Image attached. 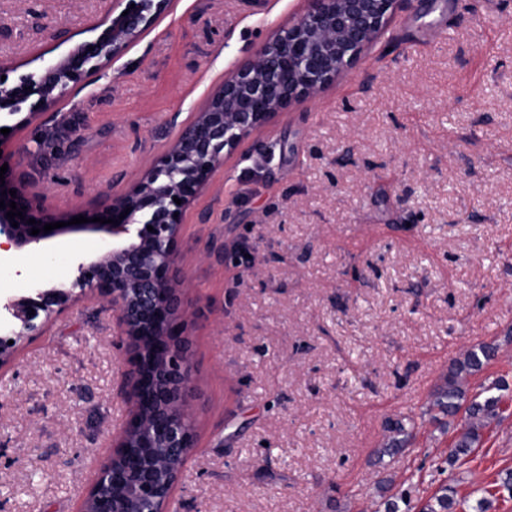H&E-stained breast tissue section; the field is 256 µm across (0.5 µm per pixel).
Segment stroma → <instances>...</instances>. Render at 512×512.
Here are the masks:
<instances>
[{"label":"stroma","instance_id":"1","mask_svg":"<svg viewBox=\"0 0 512 512\" xmlns=\"http://www.w3.org/2000/svg\"><path fill=\"white\" fill-rule=\"evenodd\" d=\"M141 0H0V74L40 71ZM308 0H173L81 91L14 134L22 170L79 214L137 179L234 66ZM196 446L169 512H384L412 480L456 512H512V401L452 465L464 421L424 416L471 345L501 350L471 381L512 384V0H406L389 33L315 96L226 157L182 215ZM72 234L16 278L61 284ZM111 305L87 301L0 371V512H79L129 409ZM412 445L376 463L384 422Z\"/></svg>","mask_w":512,"mask_h":512}]
</instances>
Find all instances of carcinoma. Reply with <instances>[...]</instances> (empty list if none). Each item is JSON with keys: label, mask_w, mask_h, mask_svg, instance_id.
Wrapping results in <instances>:
<instances>
[{"label": "carcinoma", "mask_w": 512, "mask_h": 512, "mask_svg": "<svg viewBox=\"0 0 512 512\" xmlns=\"http://www.w3.org/2000/svg\"><path fill=\"white\" fill-rule=\"evenodd\" d=\"M499 349L500 345L493 341L468 347L451 362L430 393L426 414L435 421L453 418L460 410H465V425L450 451L454 461L468 457L480 445L484 431L500 417L501 391L507 389L504 380H494L483 388L482 394L468 397L470 378L481 373L496 358ZM414 429L415 421L410 416L388 420L385 438L378 448L379 456L395 458L402 455L411 444ZM452 506L448 486L443 485L421 504L418 512H448Z\"/></svg>", "instance_id": "obj_1"}]
</instances>
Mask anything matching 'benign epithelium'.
<instances>
[{
    "label": "benign epithelium",
    "instance_id": "benign-epithelium-1",
    "mask_svg": "<svg viewBox=\"0 0 512 512\" xmlns=\"http://www.w3.org/2000/svg\"><path fill=\"white\" fill-rule=\"evenodd\" d=\"M310 9L294 24L278 30L255 54L240 62L209 94L191 118L180 124L155 163L131 186L110 196L89 215L91 221L68 224L71 217L47 203L44 187L18 172L9 137L0 134V167L8 164L0 185V238L4 248L22 255L29 247L74 233L110 239L94 258L78 265V276L65 288L33 287L7 296L0 312L12 318L0 335V370L21 342L42 336L47 324L80 302L96 299L112 306L118 335L128 341L124 373L130 409L113 442L112 457L100 467L80 512H167L181 481L186 457L194 448L191 341L185 335L186 311L178 275L181 218L211 175L232 151L279 112L334 83L388 31L400 0H310ZM104 36L77 45L50 62L38 76L14 87L0 84V109L14 115L31 97L18 132L42 111L56 107L91 73L107 67L128 45L147 32L151 18L141 11L101 20ZM32 90H26V87ZM16 191L11 197L7 190ZM181 199L176 204L174 198ZM23 217L7 219L10 202ZM126 217H120V214ZM100 217L118 224L92 221ZM34 219L30 225L27 220ZM18 226H12V222ZM67 226L31 234L47 223ZM152 226L154 231L147 230ZM20 322L14 328V321ZM13 344H8V341Z\"/></svg>",
    "mask_w": 512,
    "mask_h": 512
}]
</instances>
